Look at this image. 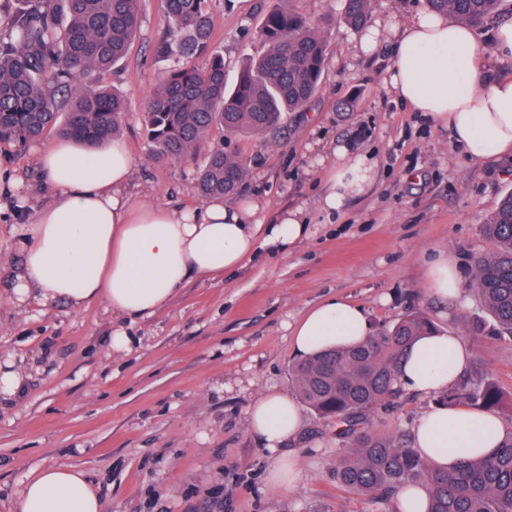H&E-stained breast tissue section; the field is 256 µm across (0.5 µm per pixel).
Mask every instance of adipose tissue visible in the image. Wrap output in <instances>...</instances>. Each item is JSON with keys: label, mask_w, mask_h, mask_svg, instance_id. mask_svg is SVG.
<instances>
[{"label": "adipose tissue", "mask_w": 512, "mask_h": 512, "mask_svg": "<svg viewBox=\"0 0 512 512\" xmlns=\"http://www.w3.org/2000/svg\"><path fill=\"white\" fill-rule=\"evenodd\" d=\"M389 43L392 57L384 84L410 111L447 126L454 145L472 160L512 153V75L489 68L487 56H512V21L501 24L493 47L472 26L430 8L400 24L376 21L360 36L363 52ZM329 188L319 205L336 211L362 196L375 180L376 163L347 146L334 149ZM37 160L51 197L29 211L23 182L0 175V204L24 217L18 231L19 262L9 275L15 307L103 302L117 318L107 346L130 352L129 324L154 315L192 277L230 273L259 251L285 254L310 234L301 210H282L269 223L253 198L232 203L215 196L204 203L145 204L126 191L134 157L119 141L88 150L72 139L39 144ZM428 292L440 301L463 303L466 292L455 261L442 255L431 267ZM371 335L366 312L341 298L326 299L291 327L300 359L356 344ZM472 360L470 346L455 334L417 339L399 361L398 386L439 395L458 383ZM303 411L294 396L274 390L248 410V427L276 454L270 483L293 489L301 472L282 447L297 441ZM504 433L491 411L438 405L411 427L412 445L429 466L455 467L462 458L487 454ZM98 490L80 471L65 465L36 471L24 483L18 512H102Z\"/></svg>", "instance_id": "obj_1"}]
</instances>
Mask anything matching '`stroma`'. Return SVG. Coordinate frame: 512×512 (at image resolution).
<instances>
[{
  "label": "stroma",
  "mask_w": 512,
  "mask_h": 512,
  "mask_svg": "<svg viewBox=\"0 0 512 512\" xmlns=\"http://www.w3.org/2000/svg\"><path fill=\"white\" fill-rule=\"evenodd\" d=\"M281 4L208 0L212 48L224 56L227 79L265 52L259 30ZM140 9L126 57L93 80L117 87L127 101L119 139L136 159L129 193L150 204L195 203L196 160H156L142 124L144 103L171 62L152 51L166 25L163 0H141ZM324 37L319 92L303 111L274 134L229 139L216 130L203 144L239 156L248 176L238 194L263 202V221L302 206L311 236L288 254L262 253L233 275L191 278L167 307L131 326L127 358L113 360L103 344L112 313L101 303L18 309L9 302L16 224L0 219V363L12 361L27 384L20 400L0 405V512H17L34 471L60 464L85 473L105 512H373L333 479L334 431L314 413L304 414L306 439L283 448L301 471L290 492L269 483L273 456L246 425L254 399L293 388L287 323L332 296L362 306L375 327L415 308L439 331L461 336L503 394L497 414L512 431V339L473 335V323L487 318L477 296L445 313L425 288L438 254L453 257L467 283L476 258L494 251L481 224L512 191V156L467 159L447 128L387 91L388 47L365 55L357 31L341 23L325 26ZM335 144L372 153L379 169L365 196L329 215L318 199ZM0 168L23 177L31 206L47 199L32 147L0 148ZM430 403L400 393L370 427L409 439Z\"/></svg>",
  "instance_id": "1"
}]
</instances>
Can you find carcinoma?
<instances>
[{
  "mask_svg": "<svg viewBox=\"0 0 512 512\" xmlns=\"http://www.w3.org/2000/svg\"><path fill=\"white\" fill-rule=\"evenodd\" d=\"M32 9L0 32V146L25 147L56 132L95 148L120 131L127 112L120 92L87 83L125 58L140 26V0H30ZM370 0H342L340 19L360 31ZM501 0H427L429 7L471 25H483ZM168 24L154 54L174 65L149 96L142 118L155 156L181 160L195 155L210 131L260 136L302 111L319 89L326 61L324 36L302 14L283 6L264 18L265 53L250 61L233 84L224 57L207 53L211 19L207 0H165ZM247 176L239 157L208 150L197 167L201 199L232 196ZM481 230L496 249L475 262L470 288L492 324L473 326L482 336H512V191L485 217ZM436 331L412 309L378 327L364 342L330 350L292 367L298 400L336 428L342 451L336 482L376 504L394 499L403 485H420L427 512H512V432L492 451L452 469L430 468L401 439L375 434L369 417L393 403L400 356L418 337ZM503 396L476 367L439 396L448 407L493 411Z\"/></svg>",
  "mask_w": 512,
  "mask_h": 512,
  "instance_id": "carcinoma-1",
  "label": "carcinoma"
}]
</instances>
